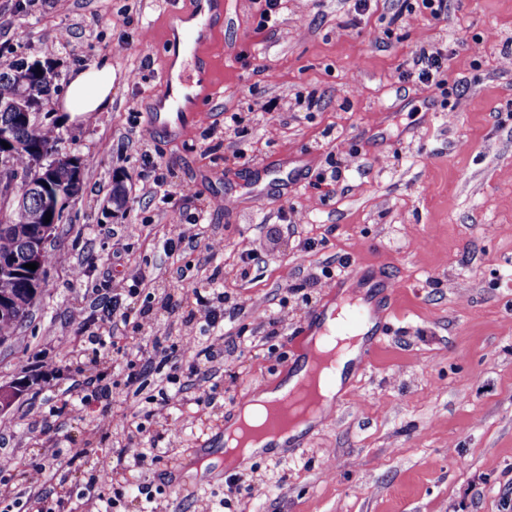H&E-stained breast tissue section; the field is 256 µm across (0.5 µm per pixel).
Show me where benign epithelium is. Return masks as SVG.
I'll return each mask as SVG.
<instances>
[{"label":"benign epithelium","instance_id":"benign-epithelium-1","mask_svg":"<svg viewBox=\"0 0 512 512\" xmlns=\"http://www.w3.org/2000/svg\"><path fill=\"white\" fill-rule=\"evenodd\" d=\"M51 68L39 60L29 61L14 73V78L25 91L11 104L12 121L0 127V167L8 164L10 153L20 147L15 135L16 128L29 124L42 115L43 100L28 91L32 79L48 75ZM6 142V149L1 142ZM82 159L70 152L61 142L53 147L33 153V163L25 171L18 172L10 181L0 180V220L5 224L29 223L31 201L36 199L44 213L51 214L50 222L44 224L41 235L46 237L57 225L64 223L65 210L75 197L73 188L66 190L57 186L49 173L62 167L70 170L72 183L81 176Z\"/></svg>","mask_w":512,"mask_h":512}]
</instances>
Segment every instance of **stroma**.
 Returning <instances> with one entry per match:
<instances>
[{
  "instance_id": "obj_1",
  "label": "stroma",
  "mask_w": 512,
  "mask_h": 512,
  "mask_svg": "<svg viewBox=\"0 0 512 512\" xmlns=\"http://www.w3.org/2000/svg\"><path fill=\"white\" fill-rule=\"evenodd\" d=\"M447 3L436 20L404 0H372L361 17L353 0H285L261 32L263 0H226L202 52L204 110L191 136L175 137L147 118L177 53L168 30L192 0H0V68L48 63L58 87L48 119L93 159L48 244L56 260L42 291L0 346V389L24 387L0 412L12 423L0 432L10 463L0 512H57L85 496L148 512L144 487L167 512H498L512 495V0ZM63 30L68 44L46 52ZM432 47L450 56L440 89L411 74L414 53ZM100 59L112 65L110 110L61 111L72 69ZM233 112L240 123L227 122ZM281 168L301 177L285 193L270 188ZM333 171L338 180L318 184ZM225 195L236 209L207 210ZM192 222L197 241L164 251ZM342 262L400 284L379 299L390 325L367 372L349 374L301 445L225 473V424L287 374L330 298L322 272ZM135 267L147 280L120 335L163 336L193 371L189 393L211 388L209 405L113 416V400L146 410L163 385L154 367L127 385L111 337L91 338ZM209 279L242 305L219 328L187 316L192 287ZM77 309L88 323L73 320ZM266 310L281 319L277 336L258 319ZM224 329L252 346L199 357ZM77 395L86 405L75 415L65 402ZM134 435L161 457L92 482ZM207 440L216 454L188 476ZM36 463L47 473L31 493ZM237 481L262 496L236 493Z\"/></svg>"
}]
</instances>
